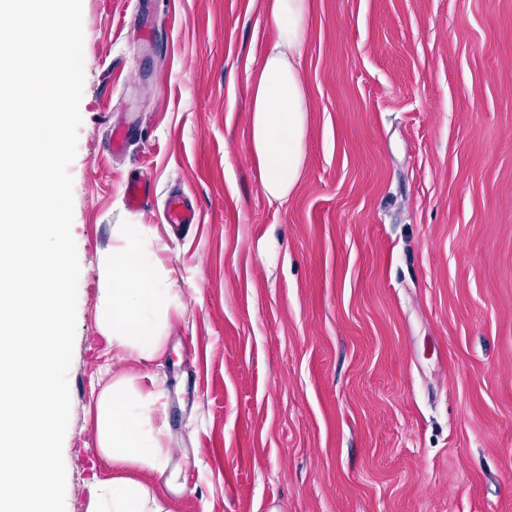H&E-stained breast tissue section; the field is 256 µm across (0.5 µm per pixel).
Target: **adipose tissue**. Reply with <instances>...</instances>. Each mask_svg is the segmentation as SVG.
<instances>
[{"label":"adipose tissue","instance_id":"adipose-tissue-1","mask_svg":"<svg viewBox=\"0 0 512 512\" xmlns=\"http://www.w3.org/2000/svg\"><path fill=\"white\" fill-rule=\"evenodd\" d=\"M262 7L277 37L249 76L250 141L265 196L283 201L293 193L304 163L308 100L299 60L310 0H262ZM166 248L149 225L116 224L112 245L100 258L99 327L113 350L131 359L162 357L171 317L183 308L160 258ZM96 427L112 477L99 485L87 512H171L168 497L183 485L163 448L164 393L145 388L142 376H113L98 397ZM142 470L158 474L164 492L138 479Z\"/></svg>","mask_w":512,"mask_h":512}]
</instances>
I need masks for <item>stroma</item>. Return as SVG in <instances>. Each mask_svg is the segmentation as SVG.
I'll return each instance as SVG.
<instances>
[{
	"label": "stroma",
	"mask_w": 512,
	"mask_h": 512,
	"mask_svg": "<svg viewBox=\"0 0 512 512\" xmlns=\"http://www.w3.org/2000/svg\"><path fill=\"white\" fill-rule=\"evenodd\" d=\"M83 33L66 512L112 475L107 369L167 396L172 512H512V0H311L282 203L249 146L248 70L275 39L259 0H83ZM177 191L201 216L185 230ZM126 221L166 240L183 303L148 363L98 325ZM165 217L168 224L190 226L200 223V214L190 206L184 196H174L168 200Z\"/></svg>",
	"instance_id": "obj_1"
}]
</instances>
